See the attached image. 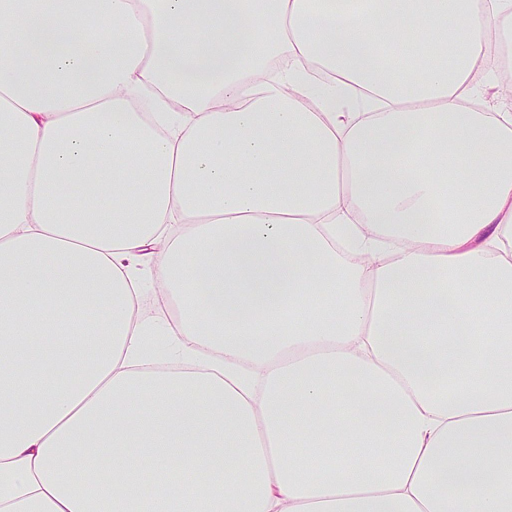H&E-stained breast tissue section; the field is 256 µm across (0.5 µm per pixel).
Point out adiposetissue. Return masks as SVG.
Masks as SVG:
<instances>
[{
  "label": "adipose tissue",
  "instance_id": "obj_1",
  "mask_svg": "<svg viewBox=\"0 0 512 512\" xmlns=\"http://www.w3.org/2000/svg\"><path fill=\"white\" fill-rule=\"evenodd\" d=\"M507 47L512 0H0V512H512Z\"/></svg>",
  "mask_w": 512,
  "mask_h": 512
}]
</instances>
